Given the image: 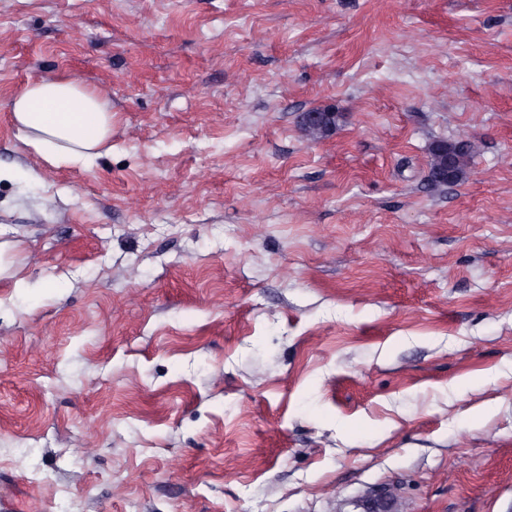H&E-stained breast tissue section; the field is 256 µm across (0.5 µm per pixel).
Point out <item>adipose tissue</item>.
<instances>
[{
    "label": "adipose tissue",
    "mask_w": 512,
    "mask_h": 512,
    "mask_svg": "<svg viewBox=\"0 0 512 512\" xmlns=\"http://www.w3.org/2000/svg\"><path fill=\"white\" fill-rule=\"evenodd\" d=\"M13 120L46 162L90 163L112 134V107L97 93L53 75L28 83L11 102Z\"/></svg>",
    "instance_id": "1"
}]
</instances>
